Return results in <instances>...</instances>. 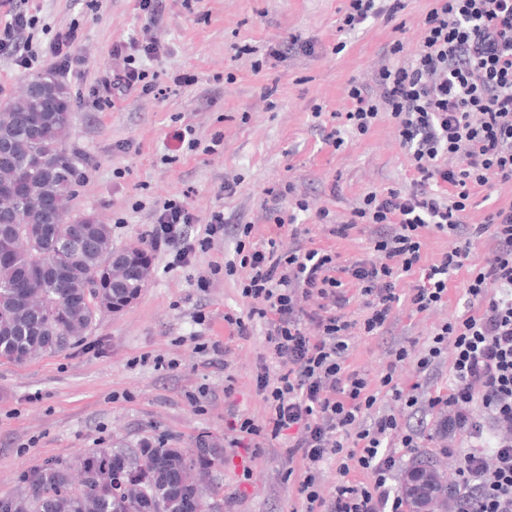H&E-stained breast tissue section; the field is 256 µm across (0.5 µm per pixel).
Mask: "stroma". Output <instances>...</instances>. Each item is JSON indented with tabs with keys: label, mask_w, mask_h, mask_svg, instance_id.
<instances>
[{
	"label": "stroma",
	"mask_w": 512,
	"mask_h": 512,
	"mask_svg": "<svg viewBox=\"0 0 512 512\" xmlns=\"http://www.w3.org/2000/svg\"><path fill=\"white\" fill-rule=\"evenodd\" d=\"M403 3L395 16L346 33L339 29L346 0H166L155 19L142 0H100L95 9L89 0H14L36 18L27 34L40 57L26 68L13 48H0V107L33 75L54 69L51 41L76 29L72 67L61 73L71 92L68 147L89 162L75 212L108 224L118 249L147 245L155 212L169 199L186 201L203 219L220 210L231 223L251 225L253 242L276 237L288 245L290 228H277L267 212L285 185L295 191L283 208L306 200L298 221L311 226L321 209L340 223L367 192L410 183L411 159L391 120L364 136L343 134L338 147L323 134L349 108L350 83L372 85L392 43L413 53L433 0ZM146 28L160 44L148 64L156 75L152 93L99 109L93 92L116 65L113 46L141 39ZM292 37L313 44V52L283 51ZM187 125L199 150L172 154L173 134ZM217 136L221 152L204 153ZM232 181L235 193L224 194ZM233 252L226 238L177 268L168 252H151V278L130 308L98 314L75 347L21 365L0 362V499L24 496V474L49 461L158 441L190 452L204 441L224 460L211 471L220 512H301L283 443L255 459L229 445L227 385L235 387L239 412L264 413L251 385L263 327L255 325L248 339H228L225 312L243 311L248 301L236 277L210 271ZM202 276L208 287H198ZM463 281L460 274L450 281L447 305L432 313L397 306L389 340H421L433 325L465 315ZM200 311L208 317L203 326L195 322ZM200 340L226 342L229 351H198ZM158 356L164 366H155Z\"/></svg>",
	"instance_id": "35a3bbf8"
}]
</instances>
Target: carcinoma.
Listing matches in <instances>:
<instances>
[{
    "instance_id": "cac0c4a2",
    "label": "carcinoma",
    "mask_w": 512,
    "mask_h": 512,
    "mask_svg": "<svg viewBox=\"0 0 512 512\" xmlns=\"http://www.w3.org/2000/svg\"><path fill=\"white\" fill-rule=\"evenodd\" d=\"M37 93L0 109V189L24 187L0 203V245L8 252L0 268V361L24 364L40 352L61 351L91 330L99 313L112 311V298L94 291L92 275L105 268L117 294L144 288L139 278L113 266L108 225L90 214H72L76 187L88 160L65 143L71 125L70 93L55 72L35 75ZM32 224L44 235L34 239ZM220 463L201 446L188 455L179 448L145 444L94 451L78 465L82 490L68 464L48 463L24 475L40 496L0 501V512H181L179 504L202 497L197 483Z\"/></svg>"
}]
</instances>
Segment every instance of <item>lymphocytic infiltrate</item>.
Wrapping results in <instances>:
<instances>
[{
  "instance_id": "obj_1",
  "label": "lymphocytic infiltrate",
  "mask_w": 512,
  "mask_h": 512,
  "mask_svg": "<svg viewBox=\"0 0 512 512\" xmlns=\"http://www.w3.org/2000/svg\"><path fill=\"white\" fill-rule=\"evenodd\" d=\"M159 51L151 37L135 56L115 45L123 67L99 107L151 92L145 63ZM402 51L393 43L395 60L378 69L373 86L351 83L344 123L363 136L392 119L416 176L409 186L368 192L347 222L320 226L336 239L368 229V256L346 259L298 238L288 247L273 237L253 243L251 225L228 223L220 210L200 222L180 200L157 211L150 243L171 247L186 266L216 238L235 239L224 271L239 277L249 307L225 313L224 324L240 339L263 324L267 360L251 378L264 415L234 416L231 445L259 455L287 439L288 459L302 469L296 493L304 512H413L394 479L400 449L421 447L423 469L448 461V512H512V201L484 223L463 221L476 190L512 182V0H434L418 48L406 59ZM432 235L447 246L431 259ZM481 238L487 255L469 266L471 242ZM462 270L465 317L432 327L422 350L383 347L376 374L351 368L356 335L383 339L400 302L418 314L446 305L448 283ZM355 298L360 320L347 313ZM443 362L448 385L426 398L398 375ZM384 395L392 407L380 406ZM331 460L340 478L327 492L319 474Z\"/></svg>"
}]
</instances>
